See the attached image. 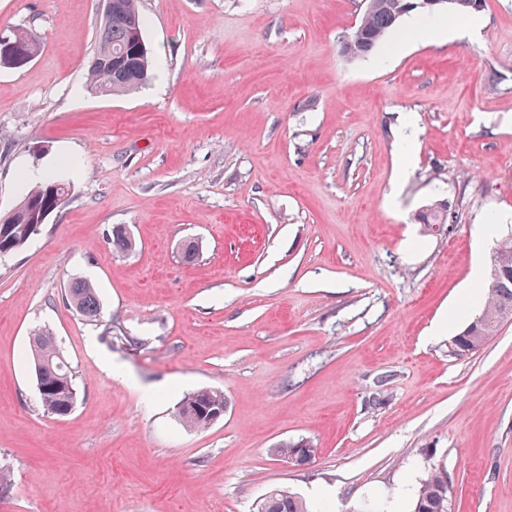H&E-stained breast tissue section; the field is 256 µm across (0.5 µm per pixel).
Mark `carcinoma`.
I'll return each instance as SVG.
<instances>
[{
    "label": "carcinoma",
    "instance_id": "obj_1",
    "mask_svg": "<svg viewBox=\"0 0 512 512\" xmlns=\"http://www.w3.org/2000/svg\"><path fill=\"white\" fill-rule=\"evenodd\" d=\"M407 0H374L373 7L363 13L350 38L341 44V54L357 59L372 54L400 21L412 13L427 18L441 11V6L423 0L414 9L405 7ZM20 36L21 59H12L20 68L41 51L36 33L17 29ZM93 63L88 67V82L102 93H122L138 87L148 78L152 61L143 37V20L139 0H112V17L103 19L97 33ZM70 189L69 183L49 177L35 185L10 212L12 223L0 224V256L22 248L36 234L40 214L52 206L55 196ZM421 223L432 230L441 229L448 214L432 206L421 214ZM112 252L128 254L136 241L121 225L112 227ZM492 267L496 272L487 279V301L480 314L465 327L467 341L452 344L456 356L471 354L494 338L502 326L512 321V230L501 233L492 251ZM67 300L86 321L95 322L101 314L96 289L85 279L68 284ZM34 352V377L43 411L64 417L75 408L79 391L72 367L63 354L56 337L47 329L31 334ZM226 408L224 392L202 388L184 396L175 411L177 420L186 427L204 429L214 424L211 413ZM451 489L447 471L429 469L417 488L411 512H449ZM258 512H312L311 506L289 489L275 488L267 493Z\"/></svg>",
    "mask_w": 512,
    "mask_h": 512
}]
</instances>
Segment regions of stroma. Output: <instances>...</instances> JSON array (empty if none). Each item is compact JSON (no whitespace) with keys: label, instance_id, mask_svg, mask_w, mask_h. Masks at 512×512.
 <instances>
[{"label":"stroma","instance_id":"1","mask_svg":"<svg viewBox=\"0 0 512 512\" xmlns=\"http://www.w3.org/2000/svg\"><path fill=\"white\" fill-rule=\"evenodd\" d=\"M139 8L148 79L101 95V0H0V31L42 43L0 66V215L30 188L22 170L70 184L0 258V512H256L275 487L314 512H409L432 467L450 512H512V322L450 352L485 305L487 225H512V0H484L478 39L403 49L392 33L357 60L340 47L361 0ZM431 204L444 231L417 221ZM116 225L133 253H113ZM75 278L98 321L66 301ZM38 327L76 375L65 417L39 404ZM200 388L223 390L224 416L183 427L173 412ZM301 438L308 464L270 456ZM25 29L26 28H17V30L14 31L17 32L20 36L19 48L21 49L22 52V62L14 58L11 59L12 65L4 64L2 61V52L0 51V65H8L13 66L14 68H20L26 65L28 62L35 59L36 56L39 54V52L41 51V43L39 41L38 36L36 35V33ZM14 32L12 34H14V41H16V35ZM416 130L413 123H407L400 131L398 143V163L399 169L403 173L407 171L415 160L418 148ZM67 300L86 321L95 322L101 314V304L96 289L85 279H75L68 284Z\"/></svg>","mask_w":512,"mask_h":512}]
</instances>
